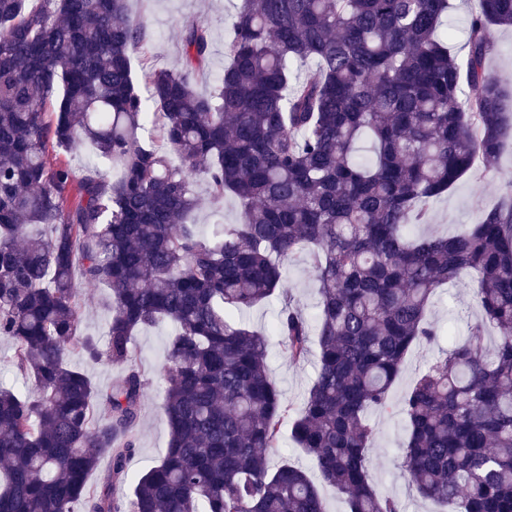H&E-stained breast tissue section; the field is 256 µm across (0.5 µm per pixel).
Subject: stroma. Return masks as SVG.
Returning <instances> with one entry per match:
<instances>
[{"label": "stroma", "instance_id": "35a3bbf8", "mask_svg": "<svg viewBox=\"0 0 512 512\" xmlns=\"http://www.w3.org/2000/svg\"><path fill=\"white\" fill-rule=\"evenodd\" d=\"M237 0H129L131 16L146 18L148 28L142 47L133 55L135 71L152 66L176 68L183 60V29L195 21L205 22L210 30L214 56L211 66L199 72L195 85L207 91L216 81L224 64V34ZM512 171V149L505 151L495 168L480 175H466L447 195L434 200L428 222L431 230L444 234L456 233L462 225L475 223L482 212L493 207L508 191L501 174ZM479 314L468 282L451 283L439 288L433 298L432 317L440 325L463 327L465 319ZM169 325L160 324L141 331L135 338L138 361L148 379L141 406L140 421L135 429L138 450L130 459L131 476H140L153 467L166 453L168 426L161 408L162 380L160 367L166 356ZM447 338L413 349L404 369L392 386L389 406L370 412L368 419L376 431L371 473L377 489L397 498L405 512H444L436 502L422 499L413 488L401 466L402 445L407 427L400 402L417 378L443 355ZM271 375L285 398L300 402L315 375L316 362L308 360L294 364L285 359L277 342L269 344Z\"/></svg>", "mask_w": 512, "mask_h": 512}]
</instances>
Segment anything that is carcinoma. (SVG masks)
<instances>
[{
	"instance_id": "carcinoma-1",
	"label": "carcinoma",
	"mask_w": 512,
	"mask_h": 512,
	"mask_svg": "<svg viewBox=\"0 0 512 512\" xmlns=\"http://www.w3.org/2000/svg\"><path fill=\"white\" fill-rule=\"evenodd\" d=\"M127 2L0 0V338L28 382L0 387V512H326L305 470L270 468L285 428L349 512H404L375 488L368 412L442 334L432 298L462 278L481 318L402 399L403 467L451 512H512V197L452 236L412 230L512 139V95L485 70L512 0H478L464 61L441 31L450 0H239L206 94L205 23L184 29L180 67L138 76L146 23ZM87 145L118 173L48 159ZM198 177L237 223L195 221ZM300 250L312 319L287 288ZM83 284L111 291L101 341L83 330ZM273 299L283 356L316 345L298 405L265 335L232 317ZM164 321L168 449L132 480L134 337ZM71 356L121 374L103 389Z\"/></svg>"
}]
</instances>
